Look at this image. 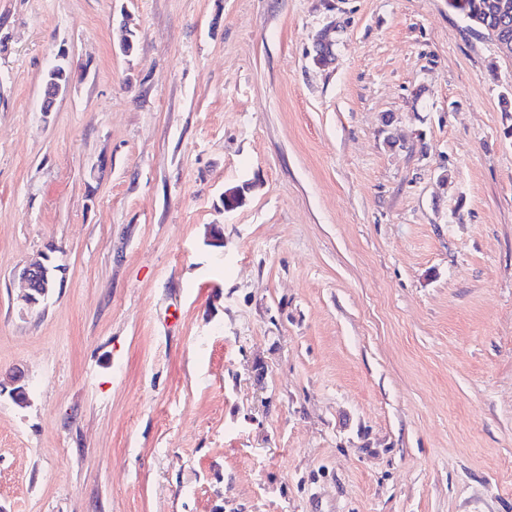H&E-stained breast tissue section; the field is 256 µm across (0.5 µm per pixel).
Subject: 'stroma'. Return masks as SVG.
Listing matches in <instances>:
<instances>
[{
    "label": "stroma",
    "instance_id": "obj_1",
    "mask_svg": "<svg viewBox=\"0 0 512 512\" xmlns=\"http://www.w3.org/2000/svg\"><path fill=\"white\" fill-rule=\"evenodd\" d=\"M510 91L448 0H0V512H512ZM49 263L35 262L25 266L19 273L18 277L21 281L24 292L17 298V301L26 307H32L39 303L37 292L40 298L44 297L49 288L53 287L55 279L49 276Z\"/></svg>",
    "mask_w": 512,
    "mask_h": 512
}]
</instances>
